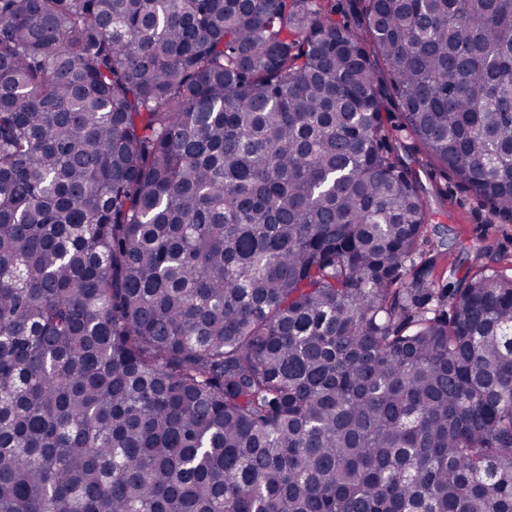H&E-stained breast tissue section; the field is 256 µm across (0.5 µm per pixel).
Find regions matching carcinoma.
Masks as SVG:
<instances>
[{
  "instance_id": "obj_1",
  "label": "carcinoma",
  "mask_w": 512,
  "mask_h": 512,
  "mask_svg": "<svg viewBox=\"0 0 512 512\" xmlns=\"http://www.w3.org/2000/svg\"><path fill=\"white\" fill-rule=\"evenodd\" d=\"M0 0V512H512V0ZM402 156L420 175L428 203L437 212L417 262L433 261L440 282L448 279L451 262L459 275L475 267L512 268V220L493 215L488 206L457 188L451 176L448 197L438 196L422 169L421 155L402 152Z\"/></svg>"
}]
</instances>
